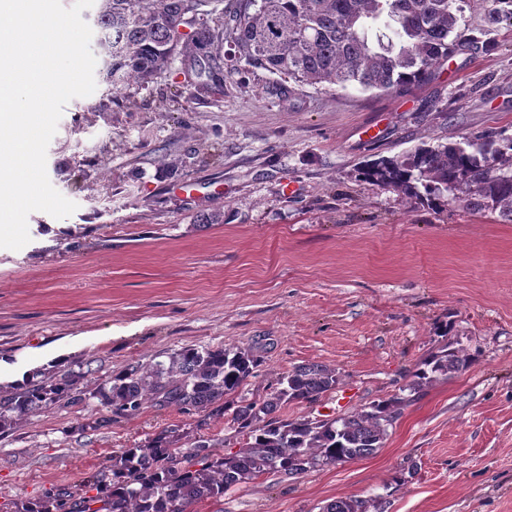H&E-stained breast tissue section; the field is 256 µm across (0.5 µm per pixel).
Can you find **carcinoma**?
<instances>
[{
	"label": "carcinoma",
	"instance_id": "cac0c4a2",
	"mask_svg": "<svg viewBox=\"0 0 512 512\" xmlns=\"http://www.w3.org/2000/svg\"><path fill=\"white\" fill-rule=\"evenodd\" d=\"M459 0H94L95 40L103 79L121 91L146 83L176 60H198L197 77L224 79V19L234 55L277 76L285 86L358 87L381 94L404 93L438 73L445 63L475 57L497 46L489 34L512 27V0H477L485 6L482 36L465 35ZM188 30H181L182 26ZM361 175L440 210L462 207L495 215L512 224V137L481 131L464 143L420 146L405 156L380 158ZM475 356L444 342L424 357L396 394L352 415L332 419H280L285 402L314 401L339 383L336 369L323 364L295 367L265 395L249 398L243 386L262 365L253 348L184 347L169 360L129 364L112 376L107 397L112 414L133 418L145 405L175 407L184 413L218 407L231 411V423L245 443L231 454H216L217 444L198 439L185 452L176 430L124 449L112 459V477L87 481L89 496L67 488L49 489L24 500L14 512H192L204 500L263 475L288 477L316 467L366 457L383 447L388 428L410 398L433 383L470 367ZM64 372L48 385L0 394V436L35 411L82 402L76 380ZM378 502L357 497L329 503L323 512H370Z\"/></svg>",
	"mask_w": 512,
	"mask_h": 512
}]
</instances>
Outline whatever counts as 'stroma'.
Returning <instances> with one entry per match:
<instances>
[{"label":"stroma","mask_w":512,"mask_h":512,"mask_svg":"<svg viewBox=\"0 0 512 512\" xmlns=\"http://www.w3.org/2000/svg\"><path fill=\"white\" fill-rule=\"evenodd\" d=\"M495 37L397 95L305 86L286 100L243 62L201 90L177 62L125 93L100 80L69 101L46 169L77 209L32 212L30 243L0 248V393L67 370L86 372L90 397L0 438V512L80 487L166 429L184 448L198 436L240 448L221 412L113 416L96 390L127 364L255 347L251 398L326 364L336 389L278 415L332 419L398 393L443 328L476 361L408 402L373 455L265 475L194 512H322L351 496L380 497L384 512H512V224L358 176L424 143L512 136V31Z\"/></svg>","instance_id":"1"}]
</instances>
